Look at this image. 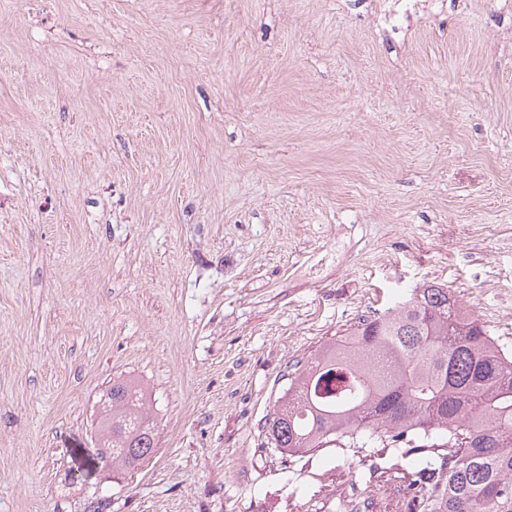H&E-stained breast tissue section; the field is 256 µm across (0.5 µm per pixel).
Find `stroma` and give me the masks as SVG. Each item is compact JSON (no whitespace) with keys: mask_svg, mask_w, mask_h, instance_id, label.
I'll list each match as a JSON object with an SVG mask.
<instances>
[{"mask_svg":"<svg viewBox=\"0 0 512 512\" xmlns=\"http://www.w3.org/2000/svg\"><path fill=\"white\" fill-rule=\"evenodd\" d=\"M456 2L397 45L369 0H0V512H409L262 426L425 285L512 352V7ZM117 378L158 426L121 474Z\"/></svg>","mask_w":512,"mask_h":512,"instance_id":"stroma-1","label":"stroma"}]
</instances>
